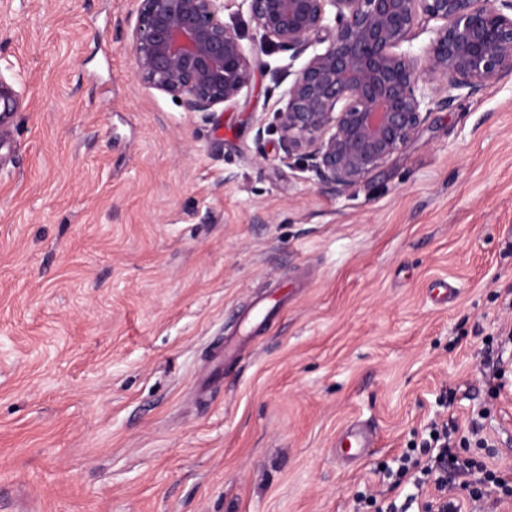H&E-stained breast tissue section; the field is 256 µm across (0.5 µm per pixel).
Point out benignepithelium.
Segmentation results:
<instances>
[{
  "label": "benign epithelium",
  "instance_id": "obj_1",
  "mask_svg": "<svg viewBox=\"0 0 512 512\" xmlns=\"http://www.w3.org/2000/svg\"><path fill=\"white\" fill-rule=\"evenodd\" d=\"M262 31L247 49L224 23L228 0H139L129 32L150 90L210 114L251 84L271 49L308 58L274 127L286 158L344 192L404 151L433 111L512 71V0H240ZM431 37L420 54L404 48Z\"/></svg>",
  "mask_w": 512,
  "mask_h": 512
}]
</instances>
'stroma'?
Instances as JSON below:
<instances>
[{
    "label": "stroma",
    "instance_id": "obj_1",
    "mask_svg": "<svg viewBox=\"0 0 512 512\" xmlns=\"http://www.w3.org/2000/svg\"><path fill=\"white\" fill-rule=\"evenodd\" d=\"M136 8L0 0V512L401 503L435 419L512 480V72L339 193L259 130L303 59L189 112L137 79ZM373 431L361 423H352L346 426L336 440V448L340 455L347 459L362 457L366 448L374 446Z\"/></svg>",
    "mask_w": 512,
    "mask_h": 512
}]
</instances>
